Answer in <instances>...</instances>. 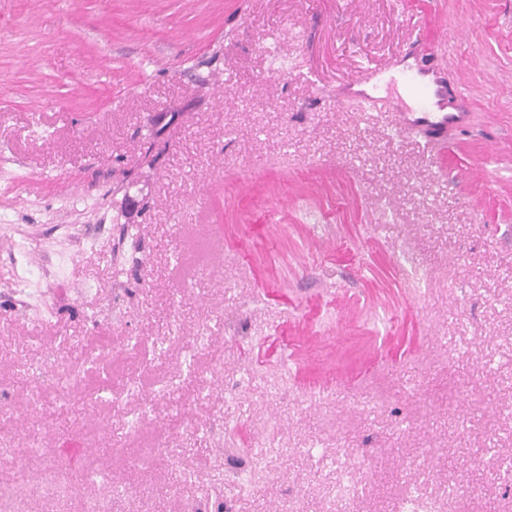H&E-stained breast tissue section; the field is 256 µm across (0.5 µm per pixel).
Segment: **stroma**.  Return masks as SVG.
I'll list each match as a JSON object with an SVG mask.
<instances>
[{
	"mask_svg": "<svg viewBox=\"0 0 512 512\" xmlns=\"http://www.w3.org/2000/svg\"><path fill=\"white\" fill-rule=\"evenodd\" d=\"M11 460L0 512H512V0H0ZM393 127L402 132L429 135L437 144L447 143L448 124L457 123L454 112H394Z\"/></svg>",
	"mask_w": 512,
	"mask_h": 512,
	"instance_id": "stroma-1",
	"label": "stroma"
}]
</instances>
